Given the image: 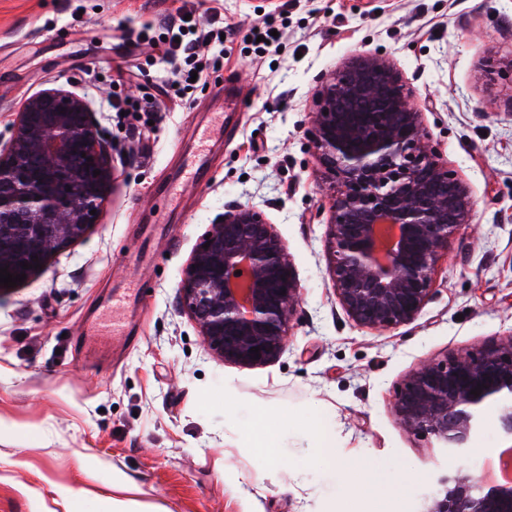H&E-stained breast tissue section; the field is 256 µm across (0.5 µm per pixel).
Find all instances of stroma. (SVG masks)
<instances>
[{
	"label": "stroma",
	"mask_w": 512,
	"mask_h": 512,
	"mask_svg": "<svg viewBox=\"0 0 512 512\" xmlns=\"http://www.w3.org/2000/svg\"><path fill=\"white\" fill-rule=\"evenodd\" d=\"M183 4L0 0V144L45 89L95 107L154 96L164 66L135 33ZM195 18L223 29V69L203 74L186 108L99 111L113 185L97 224L0 293V512H112L115 500L146 512H373L344 485L347 462L410 464L416 478L390 512H419L448 462L399 427L396 389L421 360L512 329V102L483 67L512 52V0H201ZM267 19L281 44L259 52L247 31ZM366 55L413 90L429 144L476 201L419 318L386 333L348 318L329 285L330 190L309 138L323 81ZM117 64L145 76L116 85ZM197 167L205 180L193 185ZM240 205L262 210L303 288L286 352L256 368L214 356L177 305L197 244ZM116 296L118 343L101 321ZM259 410L288 417L282 462L258 457ZM315 414L335 426L337 465L303 479L296 462L322 445Z\"/></svg>",
	"instance_id": "obj_1"
}]
</instances>
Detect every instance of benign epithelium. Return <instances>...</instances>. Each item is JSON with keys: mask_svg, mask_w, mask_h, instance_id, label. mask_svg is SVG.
Instances as JSON below:
<instances>
[{"mask_svg": "<svg viewBox=\"0 0 512 512\" xmlns=\"http://www.w3.org/2000/svg\"><path fill=\"white\" fill-rule=\"evenodd\" d=\"M491 69L512 85V53ZM360 108L373 111L372 128L352 121ZM310 137L333 190L329 279L342 309L377 332L413 323L432 296L448 241L470 223L469 186L425 141L412 92L376 57L354 58L326 79ZM112 181L90 103L61 88L32 96L0 148V268L28 281L41 273L91 231ZM238 271L248 276L242 288L233 287ZM302 292L273 225L255 207L236 206L197 245L178 300L213 354L254 368L285 351ZM478 386L481 393L471 394ZM490 407L512 436V330L423 361L396 391L392 410L403 430L454 463L434 475L421 512H512V485H491L469 465Z\"/></svg>", "mask_w": 512, "mask_h": 512, "instance_id": "benign-epithelium-1", "label": "benign epithelium"}]
</instances>
